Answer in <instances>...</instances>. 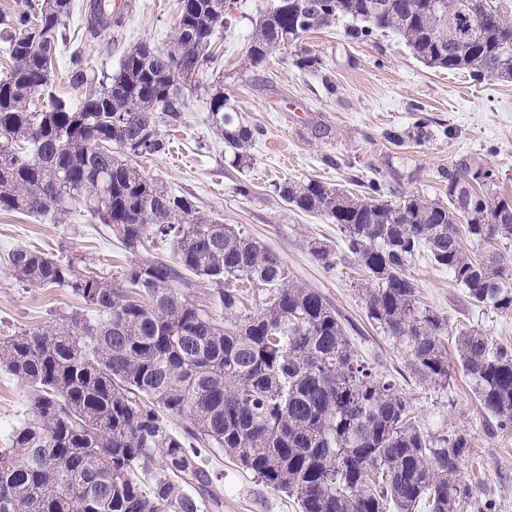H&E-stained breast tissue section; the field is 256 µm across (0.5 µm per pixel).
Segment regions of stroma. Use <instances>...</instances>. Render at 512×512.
Returning a JSON list of instances; mask_svg holds the SVG:
<instances>
[{"mask_svg":"<svg viewBox=\"0 0 512 512\" xmlns=\"http://www.w3.org/2000/svg\"><path fill=\"white\" fill-rule=\"evenodd\" d=\"M85 2L73 0L68 40L53 64L54 89L69 100L78 96L67 78L74 49H82L95 68L113 71L126 47L139 42L169 47L179 20V0H134L120 28L88 41L83 35ZM267 3L236 0L231 27L213 45L223 59L225 96L258 131L252 166L230 165L224 141L208 120L201 89L186 91L184 119L169 132V151L139 158L137 164L169 190L191 197L205 216L233 225L275 252L296 282L317 289L359 355L399 381L421 430L468 434L470 450L460 479L473 488L476 504L467 512H512V430L496 432L487 425L456 351L448 353L452 380L447 390L413 378L403 349L368 321L367 278L345 256L336 225L323 215L294 210L276 192L285 181L314 178L359 196L374 184L383 200L415 193L444 202L448 169L466 158L492 168L497 190L512 197V81H480L465 71L427 68L394 34L356 39L347 35L344 20L309 32L294 48L272 53L260 69H243L252 23ZM297 55L315 59V66L296 67ZM315 240L334 253V268L313 257ZM20 245L72 259L78 270L106 277L135 260L82 208H71L58 224L0 212V337L55 324L83 308L64 289H31L17 281L2 258ZM410 273L420 301L447 318L449 329L467 325L512 348V314L472 307L427 252L416 255ZM30 417L27 387L0 366V448L7 447L13 428ZM208 470L219 479V512H300L296 497L258 482L224 454L210 453Z\"/></svg>","mask_w":512,"mask_h":512,"instance_id":"35a3bbf8","label":"stroma"}]
</instances>
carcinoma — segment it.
Returning a JSON list of instances; mask_svg holds the SVG:
<instances>
[{"label": "carcinoma", "instance_id": "cac0c4a2", "mask_svg": "<svg viewBox=\"0 0 512 512\" xmlns=\"http://www.w3.org/2000/svg\"><path fill=\"white\" fill-rule=\"evenodd\" d=\"M72 0L0 13L9 69L0 73V211L52 221L84 206L132 254L159 238L176 261H137L118 277L85 275L37 248L8 254L31 288H67L96 313L0 338V364L29 389L32 420L0 449V512H201L219 496L205 452L297 497L301 512H463L474 498L458 478L470 439L425 434L395 380L361 359L323 295L291 280L274 252L209 219L188 196L142 173L132 159L164 153L181 124L180 83L220 64L215 36L231 24L227 0H180L173 49L134 45L119 69L71 55L73 105L52 91V61L66 39ZM88 28L120 20L112 0H90ZM347 19L358 38L402 39L429 68L512 80V21L480 0H281L255 21L244 58L262 67L275 50ZM208 119L231 163L247 168L256 130L217 81ZM116 146L111 150L109 145ZM493 169L459 159L448 202L396 203L287 181L281 199L338 225L365 272L371 324L407 354L415 378L448 388V319L420 306L409 266L420 250L450 273L470 305L512 314V200ZM484 247L470 257L462 235ZM212 287L224 321L194 304L183 272ZM463 374L499 430L512 429V348L480 330L455 339ZM177 417L180 433L169 428Z\"/></svg>", "mask_w": 512, "mask_h": 512}]
</instances>
